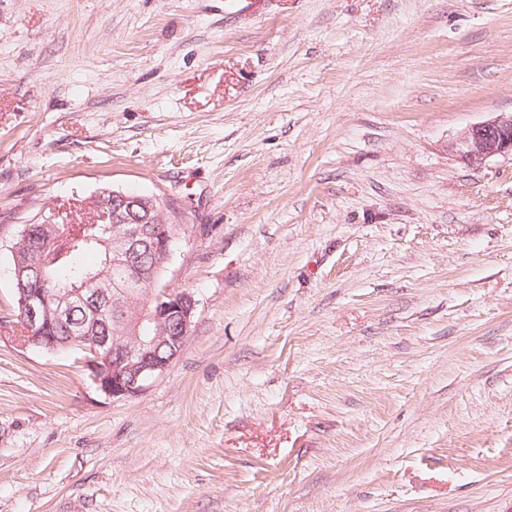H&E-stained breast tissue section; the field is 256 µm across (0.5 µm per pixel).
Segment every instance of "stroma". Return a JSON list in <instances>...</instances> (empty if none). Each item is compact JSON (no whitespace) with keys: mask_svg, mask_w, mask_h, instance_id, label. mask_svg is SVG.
<instances>
[{"mask_svg":"<svg viewBox=\"0 0 512 512\" xmlns=\"http://www.w3.org/2000/svg\"><path fill=\"white\" fill-rule=\"evenodd\" d=\"M512 0H0V512H512ZM164 198L197 300L114 399L9 337L10 247ZM464 164L479 166L496 156L512 157V111L496 112L489 119L465 128L450 143Z\"/></svg>","mask_w":512,"mask_h":512,"instance_id":"obj_1","label":"stroma"}]
</instances>
